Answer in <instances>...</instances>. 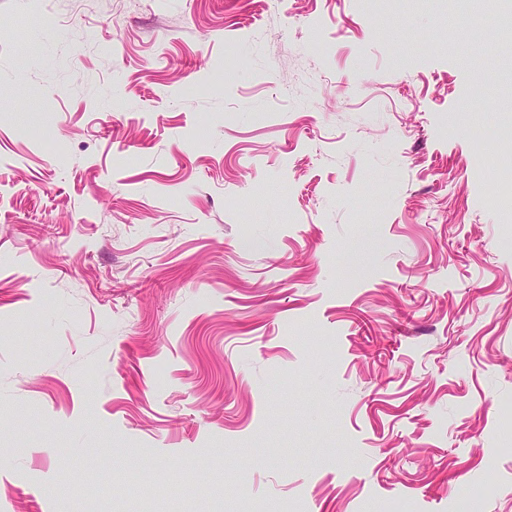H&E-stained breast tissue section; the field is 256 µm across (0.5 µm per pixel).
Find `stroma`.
<instances>
[{
  "instance_id": "obj_1",
  "label": "stroma",
  "mask_w": 512,
  "mask_h": 512,
  "mask_svg": "<svg viewBox=\"0 0 512 512\" xmlns=\"http://www.w3.org/2000/svg\"><path fill=\"white\" fill-rule=\"evenodd\" d=\"M448 0H0V512H512L507 56Z\"/></svg>"
}]
</instances>
